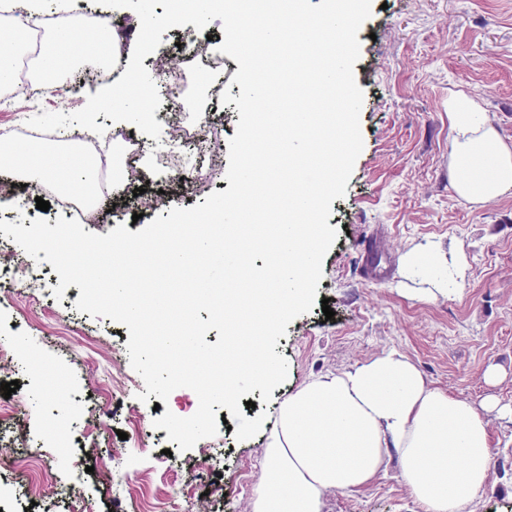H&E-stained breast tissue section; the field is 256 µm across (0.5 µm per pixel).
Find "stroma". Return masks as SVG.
I'll return each instance as SVG.
<instances>
[{
    "instance_id": "35a3bbf8",
    "label": "stroma",
    "mask_w": 512,
    "mask_h": 512,
    "mask_svg": "<svg viewBox=\"0 0 512 512\" xmlns=\"http://www.w3.org/2000/svg\"><path fill=\"white\" fill-rule=\"evenodd\" d=\"M358 39L363 148L344 197L331 204L328 224L339 233L323 261L319 302L276 346L288 361L287 379L270 403L256 390L242 410L249 419L267 411L263 433L239 441L222 423L217 435L179 452L153 425L157 396L137 398L145 386L129 363L128 328L78 312L77 286L56 300L60 278L50 270L44 284L20 282L0 301V324L42 341L32 372L0 361V383H19L11 397L0 396V421L13 431L0 441V456L17 463L0 469V485L15 490L0 500V512H69L60 494L69 486L92 512H172L168 496L179 487L190 494L182 512H246L263 485L265 433L279 404L308 382L385 351L407 356L454 397L512 407V191L485 204L457 194L448 126V95L462 91L512 140V0H371ZM56 88L37 83L30 55L20 56L7 87L11 101L0 102V133L21 127L38 153L64 151L57 133L26 126L30 114L55 110ZM117 160V172L100 170L99 180L124 189L88 206L85 231L105 235L122 223L134 233L169 206L191 208L229 187L222 177L182 186L124 151ZM138 188L144 196H135ZM379 230L388 252L364 251L363 241ZM409 258L452 272L461 266L465 275L454 292L425 301L418 291L434 282L409 272ZM324 298L333 319L322 311ZM492 369L498 376L490 380ZM490 442V479L476 512H512V421L495 420ZM118 452L127 468L114 469ZM210 455L218 465L200 473ZM324 512L421 509L392 464L358 491L329 495Z\"/></svg>"
}]
</instances>
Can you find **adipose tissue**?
<instances>
[{
    "label": "adipose tissue",
    "instance_id": "adipose-tissue-1",
    "mask_svg": "<svg viewBox=\"0 0 512 512\" xmlns=\"http://www.w3.org/2000/svg\"><path fill=\"white\" fill-rule=\"evenodd\" d=\"M448 123L458 194L487 203L512 188V141L467 93L449 94ZM61 162L28 146L0 153V168L33 186L49 182ZM493 411L506 414L432 386L395 351L322 376L278 407L251 512H323L328 494L365 486L392 456L422 512H475L489 481Z\"/></svg>",
    "mask_w": 512,
    "mask_h": 512
}]
</instances>
